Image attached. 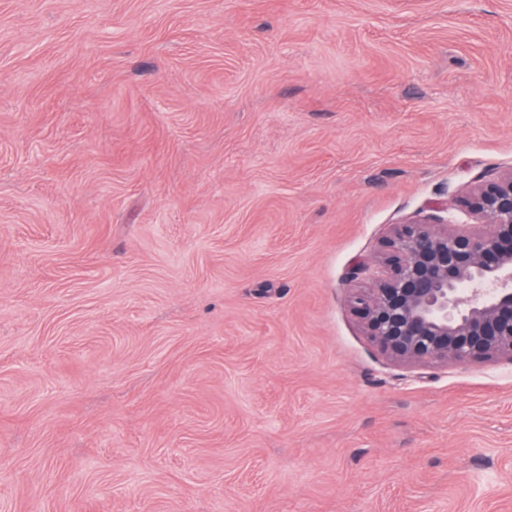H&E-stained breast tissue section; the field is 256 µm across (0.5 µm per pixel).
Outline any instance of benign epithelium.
I'll return each mask as SVG.
<instances>
[{
    "label": "benign epithelium",
    "mask_w": 512,
    "mask_h": 512,
    "mask_svg": "<svg viewBox=\"0 0 512 512\" xmlns=\"http://www.w3.org/2000/svg\"><path fill=\"white\" fill-rule=\"evenodd\" d=\"M434 209L446 217L397 225L357 264L355 280L377 269L350 297L362 331L403 365L512 360V170ZM456 210L489 230L460 227Z\"/></svg>",
    "instance_id": "7a95c632"
}]
</instances>
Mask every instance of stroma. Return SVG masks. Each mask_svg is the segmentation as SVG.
I'll list each match as a JSON object with an SVG mask.
<instances>
[{
  "instance_id": "1",
  "label": "stroma",
  "mask_w": 512,
  "mask_h": 512,
  "mask_svg": "<svg viewBox=\"0 0 512 512\" xmlns=\"http://www.w3.org/2000/svg\"><path fill=\"white\" fill-rule=\"evenodd\" d=\"M510 169L512 0H0V512H512V361L349 306Z\"/></svg>"
}]
</instances>
